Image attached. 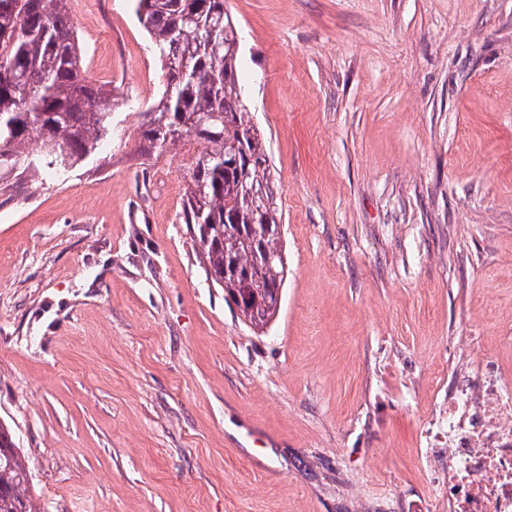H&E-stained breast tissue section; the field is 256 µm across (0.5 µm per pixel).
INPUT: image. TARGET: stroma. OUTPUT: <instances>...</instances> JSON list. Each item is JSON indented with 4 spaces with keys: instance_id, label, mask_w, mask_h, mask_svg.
I'll return each mask as SVG.
<instances>
[{
    "instance_id": "1",
    "label": "stroma",
    "mask_w": 512,
    "mask_h": 512,
    "mask_svg": "<svg viewBox=\"0 0 512 512\" xmlns=\"http://www.w3.org/2000/svg\"><path fill=\"white\" fill-rule=\"evenodd\" d=\"M288 274L207 280L133 0H68L112 141L0 166V421L45 512H447L448 375L512 368V0H226Z\"/></svg>"
}]
</instances>
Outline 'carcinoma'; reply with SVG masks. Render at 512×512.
I'll return each mask as SVG.
<instances>
[{
	"mask_svg": "<svg viewBox=\"0 0 512 512\" xmlns=\"http://www.w3.org/2000/svg\"><path fill=\"white\" fill-rule=\"evenodd\" d=\"M167 84L143 124L141 154L188 153L182 223L224 300L260 330L280 309L286 259L265 139L246 119L240 48L224 0H135ZM0 164L25 172L38 159L68 170L112 139V92L83 67L67 0H0ZM0 512H38L10 428L0 422Z\"/></svg>",
	"mask_w": 512,
	"mask_h": 512,
	"instance_id": "1",
	"label": "carcinoma"
}]
</instances>
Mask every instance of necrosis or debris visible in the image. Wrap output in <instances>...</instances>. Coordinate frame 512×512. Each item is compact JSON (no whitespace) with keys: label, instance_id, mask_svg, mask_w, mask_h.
<instances>
[{"label":"necrosis or debris","instance_id":"4bbe7bcc","mask_svg":"<svg viewBox=\"0 0 512 512\" xmlns=\"http://www.w3.org/2000/svg\"><path fill=\"white\" fill-rule=\"evenodd\" d=\"M448 512H512V371L473 365L448 389Z\"/></svg>","mask_w":512,"mask_h":512}]
</instances>
